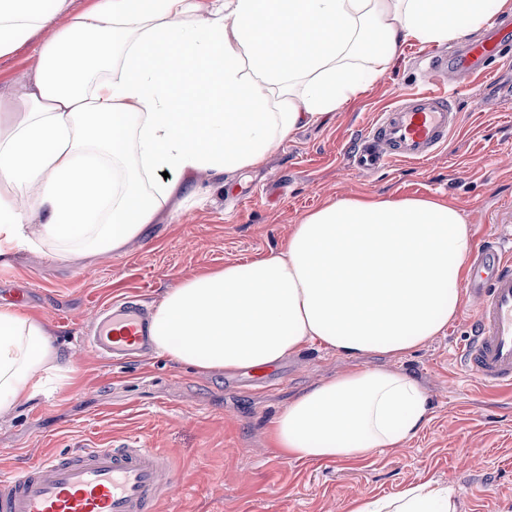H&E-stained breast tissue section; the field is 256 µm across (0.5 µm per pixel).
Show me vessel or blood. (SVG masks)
<instances>
[{
    "mask_svg": "<svg viewBox=\"0 0 512 512\" xmlns=\"http://www.w3.org/2000/svg\"><path fill=\"white\" fill-rule=\"evenodd\" d=\"M512 18L491 23L484 34L443 54L425 49L431 75L378 113L365 132L372 169L395 160H428L448 144L460 116L443 85L448 75H486L512 57ZM476 320L459 350L461 366L486 387L512 384V250L484 243L472 257L467 283ZM149 312L140 302L100 307L87 342L103 357L131 359L151 349ZM178 468L166 453L139 445L81 448L53 454L0 479V512H160L178 485Z\"/></svg>",
    "mask_w": 512,
    "mask_h": 512,
    "instance_id": "vessel-or-blood-1",
    "label": "vessel or blood"
}]
</instances>
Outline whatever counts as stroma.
Masks as SVG:
<instances>
[{"label": "stroma", "mask_w": 512, "mask_h": 512, "mask_svg": "<svg viewBox=\"0 0 512 512\" xmlns=\"http://www.w3.org/2000/svg\"><path fill=\"white\" fill-rule=\"evenodd\" d=\"M38 51L34 38L0 56L1 107L14 77L37 67ZM414 51L405 46L383 75L322 123L294 132L262 167L227 181L193 177L123 254L79 260L38 240L0 264V302L42 322L63 363L48 394L0 415V476L55 450L132 438L178 465L163 512H348L353 500L424 481L452 487L461 512H512V387H484L456 359L475 319L470 301L444 335L396 363L427 388L430 421L405 447L357 462L293 460L267 441L291 399L346 367L335 354L305 348L270 367L266 389L248 369L202 373L155 353L110 363L82 336L102 303L131 297L156 307L186 278L283 245L329 199H441L460 209L476 239L493 232L501 205L512 204V62L467 78L454 101L460 125L443 152L371 172L349 163L376 113L417 78Z\"/></svg>", "instance_id": "1"}]
</instances>
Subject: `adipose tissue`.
<instances>
[{
	"label": "adipose tissue",
	"mask_w": 512,
	"mask_h": 512,
	"mask_svg": "<svg viewBox=\"0 0 512 512\" xmlns=\"http://www.w3.org/2000/svg\"><path fill=\"white\" fill-rule=\"evenodd\" d=\"M66 0H0V55ZM512 0H95L50 35L0 119V261L43 238L87 258L139 239L179 188L159 179L262 165L296 130L341 109L411 41L448 43ZM471 225L433 199L329 200L286 243L168 289L152 349L196 370L272 366L315 345L348 370L291 400L268 431L282 455L356 460L401 448L428 422L423 383L400 359L443 335L462 306ZM58 367L46 328L0 304V414ZM350 512H458L425 481Z\"/></svg>",
	"instance_id": "adipose-tissue-1"
}]
</instances>
